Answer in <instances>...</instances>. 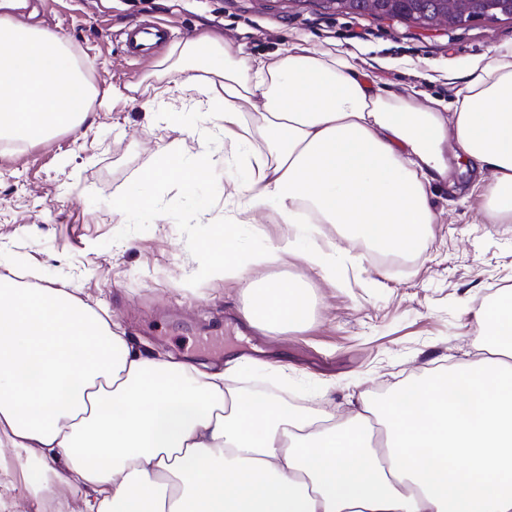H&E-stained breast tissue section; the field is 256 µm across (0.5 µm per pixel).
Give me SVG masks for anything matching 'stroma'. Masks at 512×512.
<instances>
[{"instance_id": "1", "label": "stroma", "mask_w": 512, "mask_h": 512, "mask_svg": "<svg viewBox=\"0 0 512 512\" xmlns=\"http://www.w3.org/2000/svg\"><path fill=\"white\" fill-rule=\"evenodd\" d=\"M55 18L99 93L126 95L92 108L78 128L32 145L0 149V277L18 284L75 289L140 347L223 365L245 360L240 379L254 381L299 410L348 416L361 398L383 401L416 376L478 359L475 311L512 288V223H489L479 194H436L437 215L418 253L349 247L336 226L321 225L297 252L257 273L267 281H301L313 309L297 332L269 335L242 311L248 283L204 272L203 245L223 235L241 200L229 183L241 165L224 161V114L200 113L195 90L153 103L143 78L156 59L126 58L122 31L159 20L177 43L209 34L270 61L296 42L348 52L357 67L395 95L418 90L450 102L472 65L512 49V19L459 28L427 27L323 8L320 0H42L25 17L45 27ZM178 112L191 129L185 162L210 154L195 191L178 177L142 183L175 133L164 119ZM160 210L113 213L115 198L136 187ZM349 249L337 280L309 266L311 250ZM80 491L35 477L27 458L0 447V512H75Z\"/></svg>"}]
</instances>
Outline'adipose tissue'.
<instances>
[{
	"instance_id": "obj_1",
	"label": "adipose tissue",
	"mask_w": 512,
	"mask_h": 512,
	"mask_svg": "<svg viewBox=\"0 0 512 512\" xmlns=\"http://www.w3.org/2000/svg\"><path fill=\"white\" fill-rule=\"evenodd\" d=\"M0 0V139L41 141L83 124L98 97L67 40L14 20ZM197 74H189V67ZM154 95L193 87L224 112V146L245 153L247 201L206 256L213 278L250 279L244 319L302 328L301 283L251 280L311 223L352 244L414 252L436 221L435 186L464 159L488 220L512 223V50L477 61L448 111L394 97L338 50L297 44L269 62L202 36L152 73ZM207 165L171 140L154 181L193 190ZM286 225L242 253L239 225ZM474 362L411 379L385 412L346 418L257 398L210 365L140 350L63 288L0 284V444L81 492L79 512H512V291L475 314Z\"/></svg>"
}]
</instances>
